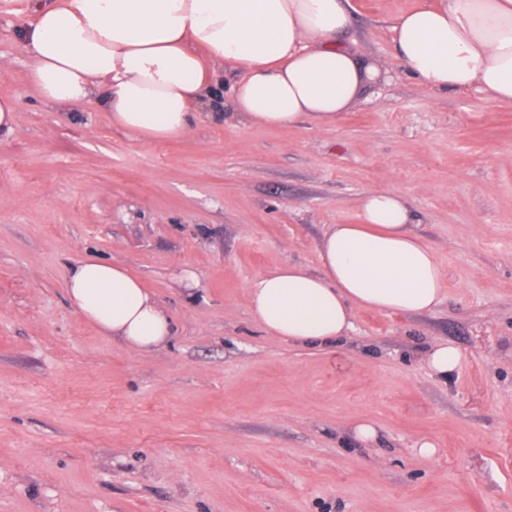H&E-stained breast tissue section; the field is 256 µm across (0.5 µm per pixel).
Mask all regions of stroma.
<instances>
[{
    "mask_svg": "<svg viewBox=\"0 0 512 512\" xmlns=\"http://www.w3.org/2000/svg\"><path fill=\"white\" fill-rule=\"evenodd\" d=\"M423 2L349 0L356 50L389 79L334 126L227 117L154 144L45 104L19 36L32 16L0 13V99L18 103L0 139V512H512V106L406 74L391 27ZM374 189L410 203L440 304L355 310L336 362L267 336L249 282L317 270ZM89 254L165 308L160 349L70 304ZM436 343L463 354L445 379L421 358ZM364 416L369 443L349 429Z\"/></svg>",
    "mask_w": 512,
    "mask_h": 512,
    "instance_id": "1",
    "label": "stroma"
}]
</instances>
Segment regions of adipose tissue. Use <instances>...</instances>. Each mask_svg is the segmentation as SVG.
Instances as JSON below:
<instances>
[{"label":"adipose tissue","mask_w":512,"mask_h":512,"mask_svg":"<svg viewBox=\"0 0 512 512\" xmlns=\"http://www.w3.org/2000/svg\"><path fill=\"white\" fill-rule=\"evenodd\" d=\"M27 77L50 105L91 104L145 143L202 121L223 69L238 71L226 106L247 125L320 127L385 76L345 34V0H27ZM405 71L440 94L476 89L512 105V0H437L396 18ZM361 221L325 233L317 271L294 264L248 285L254 319L274 338L333 348L355 308L425 314L444 270L417 233L406 200L370 190ZM70 303L101 334L138 350L172 334L167 312L126 269L86 258L71 266Z\"/></svg>","instance_id":"adipose-tissue-1"}]
</instances>
